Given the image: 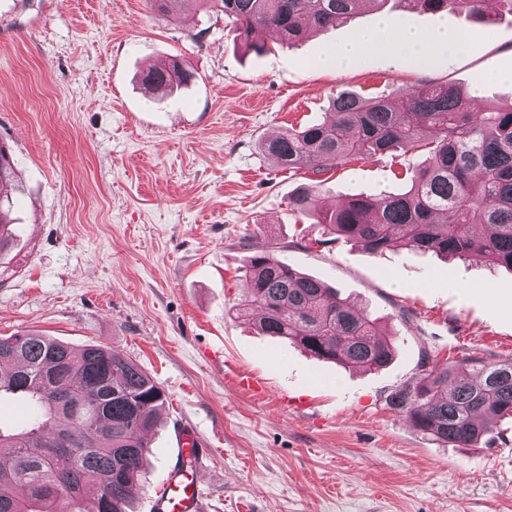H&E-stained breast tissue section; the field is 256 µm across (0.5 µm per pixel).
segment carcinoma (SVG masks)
<instances>
[{
  "instance_id": "obj_1",
  "label": "carcinoma",
  "mask_w": 512,
  "mask_h": 512,
  "mask_svg": "<svg viewBox=\"0 0 512 512\" xmlns=\"http://www.w3.org/2000/svg\"><path fill=\"white\" fill-rule=\"evenodd\" d=\"M189 9L224 14L234 41L267 50L261 35L292 45L307 32L350 20L366 4L386 0H178ZM429 13L454 11L490 21L485 0H403ZM194 77L177 60L140 75L167 92ZM262 149L277 166L311 161L328 171L352 160L378 161L398 149L426 154L407 169L397 191L350 194L333 210L318 207L317 187L289 198L291 210L317 215L323 234L354 241L372 254L397 247L445 257L478 255L512 270V106L490 107L473 120L470 98L454 85H428L397 96L340 91L319 123L288 129ZM17 168L0 145V251L15 233L9 217ZM247 294L238 315L259 311L264 336L285 338L319 359L380 370L394 346L376 319L358 311L323 282L280 258L271 243L250 239ZM0 398L26 400L35 411L27 428L0 429V512H128L149 454L148 433L165 395L131 359L88 345L75 350L37 333L0 337ZM68 396L73 413L58 404ZM390 405L420 432L451 448L470 446L512 420V360L486 363L464 355L399 385Z\"/></svg>"
}]
</instances>
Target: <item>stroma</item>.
I'll return each mask as SVG.
<instances>
[{
    "label": "stroma",
    "instance_id": "stroma-1",
    "mask_svg": "<svg viewBox=\"0 0 512 512\" xmlns=\"http://www.w3.org/2000/svg\"><path fill=\"white\" fill-rule=\"evenodd\" d=\"M426 32L467 27L462 54L417 69L396 53L352 66L318 58L379 17ZM235 46L224 16L147 0H0V143L19 183L16 239L0 252V337L33 331L134 360L167 400L149 435L134 512H154L191 426L205 448L201 512H512V422L471 448L415 430L388 403L423 360L512 359V272L480 257L371 254L294 214L299 185L320 204L397 191V151L327 172L288 171L261 150L271 133L321 120L347 89L399 95L451 84L475 105L512 104V15L493 23L389 0L294 47ZM175 56L194 73L168 94L138 81ZM261 234L299 272L367 309L393 334L379 371L316 358L238 318L246 242ZM257 381L243 391L237 375Z\"/></svg>",
    "mask_w": 512,
    "mask_h": 512
}]
</instances>
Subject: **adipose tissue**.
Masks as SVG:
<instances>
[{
    "label": "adipose tissue",
    "mask_w": 512,
    "mask_h": 512,
    "mask_svg": "<svg viewBox=\"0 0 512 512\" xmlns=\"http://www.w3.org/2000/svg\"><path fill=\"white\" fill-rule=\"evenodd\" d=\"M471 41V32L462 28L419 33L398 28L386 19L376 31L353 37L345 44L327 50L326 55L352 63L366 51L388 47L411 60L417 67L425 69L430 66L436 50L443 48L455 55L465 51Z\"/></svg>",
    "instance_id": "1"
}]
</instances>
